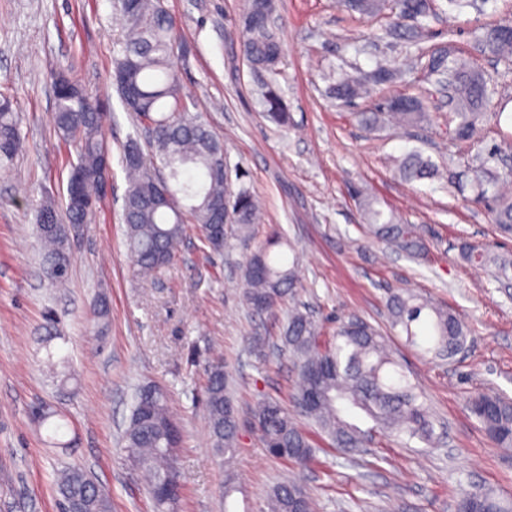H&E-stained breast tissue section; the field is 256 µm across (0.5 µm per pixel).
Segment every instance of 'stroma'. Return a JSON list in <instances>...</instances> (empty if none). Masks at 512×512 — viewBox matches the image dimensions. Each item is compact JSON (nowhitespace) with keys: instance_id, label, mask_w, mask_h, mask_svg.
I'll use <instances>...</instances> for the list:
<instances>
[{"instance_id":"obj_1","label":"stroma","mask_w":512,"mask_h":512,"mask_svg":"<svg viewBox=\"0 0 512 512\" xmlns=\"http://www.w3.org/2000/svg\"><path fill=\"white\" fill-rule=\"evenodd\" d=\"M277 4L285 128L255 101L256 77L243 54V0H164L181 40L175 65L182 87L223 139L230 173L262 199L265 219L253 238L231 240L220 255L188 227L173 263L147 283L131 262L120 221L121 147L133 121L112 84L123 42L114 0H0V95L13 101L24 141L23 152L0 167V512H58L54 480L67 466L95 477L112 512H156L122 442L141 385L164 391L181 431L174 512H262L271 487L292 479L311 489L320 512H455L460 490L469 486L512 498V452L494 447L467 408L478 393L512 396V284L498 278L494 265L465 262L458 249L465 241L512 257V239L497 233L486 202L464 201L450 182L457 174L469 180L487 167H512V156L487 157L512 134V64L484 54L477 41L483 28L512 22V0H475L459 11L437 0L416 45L392 18L361 17L340 0ZM443 45L490 79L480 139L455 138L454 113L433 78L407 63ZM381 66L397 79L365 100L336 99L339 74L364 77ZM59 67L111 104V191L94 223L71 243L63 288L42 275L36 231L40 202L64 203L74 158L50 121L48 76ZM402 95L419 97L429 122L387 121L370 130L355 120V113L376 111L381 99ZM416 148L443 169V178H399L398 161ZM362 192L384 215L414 225L417 255L364 234ZM275 232L298 249L303 286L274 315L259 317L243 300L240 269ZM402 291L451 309L473 331L467 348L442 364L424 357L405 332L391 330L387 301ZM96 297L109 308L98 324L87 313ZM297 308L310 311L327 337L353 316L388 335L441 424L440 444L408 448L377 435L365 455L349 457L320 437L319 463L308 470L268 455L250 410L264 398L292 408L295 375L286 352L258 361L248 338H279ZM50 351L67 357V367L47 366ZM218 357L232 377L240 417L237 451L228 460L211 449L203 404L205 369ZM36 406L58 415L57 441L33 417Z\"/></svg>"}]
</instances>
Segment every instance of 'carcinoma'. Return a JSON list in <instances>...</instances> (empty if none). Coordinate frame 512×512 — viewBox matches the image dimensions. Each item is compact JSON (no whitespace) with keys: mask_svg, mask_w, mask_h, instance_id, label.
Listing matches in <instances>:
<instances>
[{"mask_svg":"<svg viewBox=\"0 0 512 512\" xmlns=\"http://www.w3.org/2000/svg\"><path fill=\"white\" fill-rule=\"evenodd\" d=\"M343 6L363 16L383 12L388 0H341ZM134 15L125 7L126 35L112 75L124 109L140 122L152 124L151 139L141 141L139 130L128 135L122 146L121 165L127 188L122 221L126 246L133 264L144 274H156L172 263L177 247L190 224L199 226L211 252L221 254L229 239L243 240L260 223V208L246 188L234 192L228 181L224 145L198 112L193 98L183 92L174 65L176 26L163 0H134ZM434 0H401L396 16L411 18L417 25L410 32L412 43L424 37L422 20L434 14ZM274 0H246L243 17V51L250 69L260 78L259 100L268 117L281 127L289 115L277 76L282 45L271 27ZM481 50L505 61L512 60V36L499 28L485 29L478 37ZM437 74L454 78L451 103L458 119L454 135L469 140L478 130L488 98L484 75L465 58L439 55ZM55 110L52 123L58 139L76 148L72 168L88 174L80 187L83 206L66 201L63 209L51 201L37 211L38 233L44 246V273L59 286L69 280L71 255L68 231L85 228L95 219L100 200L97 174L102 171L107 148L104 144L109 100L88 90L65 70L49 75ZM336 98L352 101L370 94L369 82L345 74L336 81ZM388 116L401 125H420L429 119L422 104L405 97L383 112H360V124L374 128ZM21 145L18 116L12 102L0 99V166L13 160ZM398 175L411 183L441 177L439 167L419 151L407 153L399 162ZM366 229L376 240L396 244L411 252L417 247L414 228L385 219L370 197L362 200ZM493 222L504 237L512 236V196L501 194L492 209ZM287 244L274 233L267 245L253 252L242 270L243 298L253 314L274 311L301 286L297 256L273 253L271 248ZM460 256L470 263L491 258L478 253L467 242ZM502 278H509L512 259L495 257ZM390 324L401 328L407 340L423 341L425 352L437 360H451L468 342L469 328L451 311L413 294H394L388 301ZM296 373L294 406L285 410L272 398L258 401L251 418L266 452L307 469L316 460V448L299 418L310 422L328 437L340 452L356 456L366 451L372 432L400 438L406 446L420 443L435 447L438 437L430 409L419 387L394 358L386 339L369 322L352 317L341 322L327 346L320 345V328L309 314L293 312L282 336ZM250 353L260 361L269 358V337H249ZM205 410L214 450L233 456L238 444V410L228 394L224 363L217 359L207 368ZM470 413L480 423L496 448H512V397L478 394L468 401ZM373 426L364 430L356 419ZM180 429L169 410L165 393L151 385L139 387L133 397L131 416L124 432L128 457L148 478V488L158 512H170L179 496L176 450ZM60 508L65 512H112L109 495L79 467L59 472L55 479ZM457 512H512V499L474 488L463 493ZM267 512H317L309 489L296 480L272 487Z\"/></svg>","mask_w":512,"mask_h":512,"instance_id":"cac0c4a2","label":"carcinoma"}]
</instances>
